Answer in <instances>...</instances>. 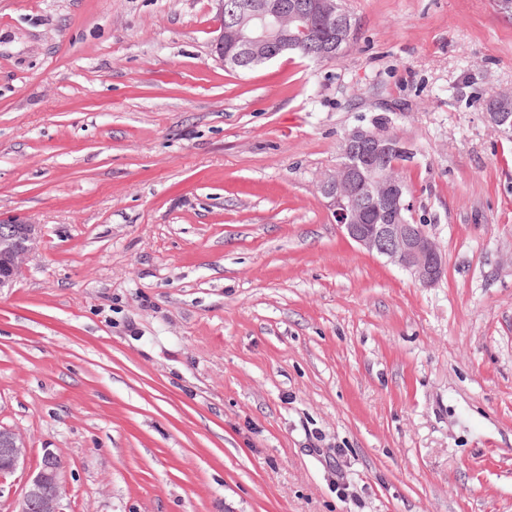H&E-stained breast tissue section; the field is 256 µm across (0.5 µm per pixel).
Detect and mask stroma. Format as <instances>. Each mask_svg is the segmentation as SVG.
Instances as JSON below:
<instances>
[{
	"mask_svg": "<svg viewBox=\"0 0 512 512\" xmlns=\"http://www.w3.org/2000/svg\"><path fill=\"white\" fill-rule=\"evenodd\" d=\"M332 61L213 56L210 0H0V426L65 512H512V19L342 0ZM389 114L432 288L318 191ZM512 94L503 93L499 95V109L495 112H486V117L490 124L496 129L503 132H511L512 130ZM38 224L0 215V290L12 286L37 247Z\"/></svg>",
	"mask_w": 512,
	"mask_h": 512,
	"instance_id": "1",
	"label": "stroma"
}]
</instances>
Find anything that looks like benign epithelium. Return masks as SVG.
Masks as SVG:
<instances>
[{
  "instance_id": "obj_1",
  "label": "benign epithelium",
  "mask_w": 512,
  "mask_h": 512,
  "mask_svg": "<svg viewBox=\"0 0 512 512\" xmlns=\"http://www.w3.org/2000/svg\"><path fill=\"white\" fill-rule=\"evenodd\" d=\"M211 2L219 22L211 51L231 67L265 63L297 49L311 24L336 21L338 8L336 0H311L310 12L303 13L294 8L287 11L272 0H243L237 5L239 23L226 32L224 0ZM486 117L496 129L511 131L512 94L499 95V109ZM341 148L357 155L358 162L339 165L319 183L336 224L366 251L408 271L422 286H436L445 271L442 253L424 226L412 222L408 189L384 169L390 154L406 151L402 140L375 126H358L345 133ZM363 197L374 199L373 211L359 209L358 200ZM37 240L38 225L0 215V289L17 279ZM27 460L28 446L22 435L0 426V479ZM61 470V457L45 452L28 475L13 512H64Z\"/></svg>"
}]
</instances>
